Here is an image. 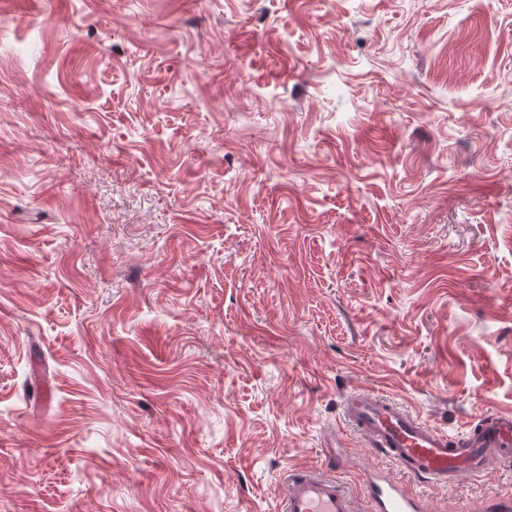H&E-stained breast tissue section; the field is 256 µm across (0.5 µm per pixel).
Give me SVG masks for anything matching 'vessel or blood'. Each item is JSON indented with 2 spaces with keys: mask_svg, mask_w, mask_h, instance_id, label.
Listing matches in <instances>:
<instances>
[{
  "mask_svg": "<svg viewBox=\"0 0 512 512\" xmlns=\"http://www.w3.org/2000/svg\"><path fill=\"white\" fill-rule=\"evenodd\" d=\"M345 422L381 450L401 471L400 478L366 470L368 512H433L429 497L408 482L449 487L483 471L489 459L512 458V415L484 418L461 437L451 438L421 421L381 393L356 390L345 396ZM278 512H358L336 479L314 470H289L283 477Z\"/></svg>",
  "mask_w": 512,
  "mask_h": 512,
  "instance_id": "b4317fda",
  "label": "vessel or blood"
}]
</instances>
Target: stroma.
<instances>
[{"label": "stroma", "instance_id": "1", "mask_svg": "<svg viewBox=\"0 0 512 512\" xmlns=\"http://www.w3.org/2000/svg\"><path fill=\"white\" fill-rule=\"evenodd\" d=\"M358 388L512 413V0H0V512L364 499ZM279 512H360L344 486L314 470H289L283 477Z\"/></svg>", "mask_w": 512, "mask_h": 512}]
</instances>
